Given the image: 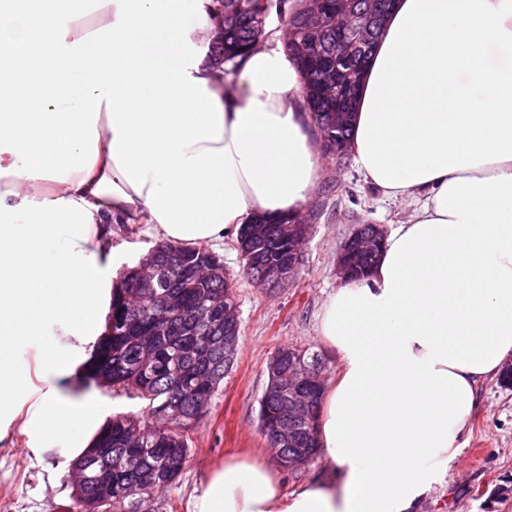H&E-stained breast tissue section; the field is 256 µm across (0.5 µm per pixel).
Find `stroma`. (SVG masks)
<instances>
[{"label": "stroma", "mask_w": 512, "mask_h": 512, "mask_svg": "<svg viewBox=\"0 0 512 512\" xmlns=\"http://www.w3.org/2000/svg\"><path fill=\"white\" fill-rule=\"evenodd\" d=\"M412 212L408 203L382 200L357 172L352 156L324 157L305 205L308 237L287 287L272 290L246 274L236 232L213 246L238 301V355L207 415L190 434L181 476L157 494L160 512H190L195 489L214 467L245 451L269 450L259 425V402L268 384V363L279 349L307 348L321 354L325 381H335L336 356L319 338L318 319L340 283L336 256L359 225L377 224L388 231ZM155 243L141 225L112 227L118 266L135 264ZM66 392L78 399L92 396L108 418L146 413L145 401L135 393L85 385L77 373ZM461 442L459 456L419 501L416 512H512V385L497 376L480 385ZM75 456L68 445L40 448L20 434L0 441V512H64Z\"/></svg>", "instance_id": "35a3bbf8"}]
</instances>
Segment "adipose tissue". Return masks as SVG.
I'll return each mask as SVG.
<instances>
[{
    "label": "adipose tissue",
    "mask_w": 512,
    "mask_h": 512,
    "mask_svg": "<svg viewBox=\"0 0 512 512\" xmlns=\"http://www.w3.org/2000/svg\"><path fill=\"white\" fill-rule=\"evenodd\" d=\"M211 8L96 0L87 26L84 0H0V438L99 431L95 401L58 383L109 312L113 217L201 247L301 213L319 179L298 65L271 44L227 88ZM350 148L383 199L420 206L322 308L327 473L287 494L272 465L232 459L192 512H411L512 357V0H395Z\"/></svg>",
    "instance_id": "ef3b65f1"
}]
</instances>
